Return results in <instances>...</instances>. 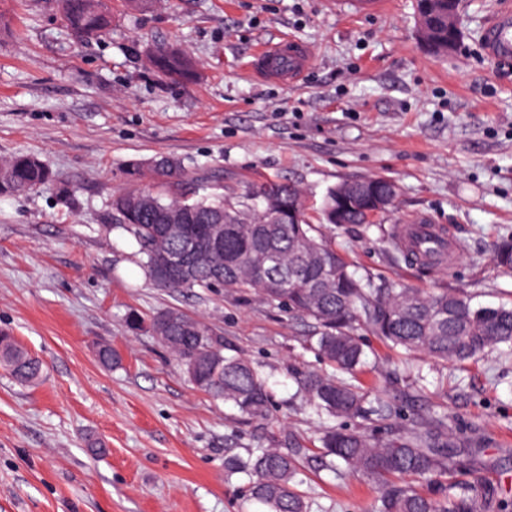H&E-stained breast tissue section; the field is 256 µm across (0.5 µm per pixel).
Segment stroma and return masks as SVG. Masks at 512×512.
Returning a JSON list of instances; mask_svg holds the SVG:
<instances>
[{
	"instance_id": "stroma-1",
	"label": "stroma",
	"mask_w": 512,
	"mask_h": 512,
	"mask_svg": "<svg viewBox=\"0 0 512 512\" xmlns=\"http://www.w3.org/2000/svg\"><path fill=\"white\" fill-rule=\"evenodd\" d=\"M507 4L461 0V44L439 60L416 40V0H154L143 11L112 0L111 31L91 42L65 27L56 0H0V157H38L75 195L70 207L52 186L0 196V328L43 364L27 388L0 371V512H261L225 457L320 453V422L287 369L322 366L304 347L308 322L228 288L151 285L134 246L108 230L130 161L174 156L185 192L213 173L232 204L265 180L290 181L313 224L329 188L387 177L394 207L376 228L337 232V250L382 281L512 303V273L492 261L512 235V67L482 49ZM286 37L313 49L311 69L295 85L255 75L256 48ZM154 42L188 52L194 80L149 69ZM419 216L458 242L451 265L405 259L395 227ZM169 307L203 317L225 354L259 367L270 421L195 390L148 330L128 331L129 313ZM364 340L359 381L402 409L372 432H399L415 414L479 430L477 477L512 498V351L447 365ZM99 342L119 364L97 362ZM415 369L424 380L412 387ZM301 478L312 512H370L379 494L352 473L310 466Z\"/></svg>"
}]
</instances>
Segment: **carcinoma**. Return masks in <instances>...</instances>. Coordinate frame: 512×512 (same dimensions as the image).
I'll return each instance as SVG.
<instances>
[{"label":"carcinoma","mask_w":512,"mask_h":512,"mask_svg":"<svg viewBox=\"0 0 512 512\" xmlns=\"http://www.w3.org/2000/svg\"><path fill=\"white\" fill-rule=\"evenodd\" d=\"M61 17L80 39H97L112 27V11L105 0H57ZM440 44L429 49L437 57L452 53L461 31L443 29ZM149 64L164 77L189 81L195 62L174 45L158 47ZM173 168L131 162L123 171L132 182L112 195V224L109 230L136 247L135 254L145 277L155 281L159 257L178 242L163 237L160 229L171 214L180 215L184 236L200 240L203 228L222 222L233 233L224 238V248L205 249L203 256L184 274L164 287L237 288L252 293L270 306L308 320L312 335L308 347L333 372L288 364V373L298 391L318 417L328 419L372 416L386 420L397 414L390 403L371 405L368 392L352 382L360 372L367 344L364 330L394 350L420 353L445 363H461L502 345L512 348V306L476 305L473 296L459 290L426 292L408 285H390L361 276L322 234L320 227L307 222L303 191L295 184L270 179L242 196L237 205L224 202V194L211 193L193 198L181 191L186 178L183 163L172 158ZM151 176L158 190L133 186L142 173ZM57 185L54 173L38 159L24 154L4 160L0 167V195L22 194ZM277 194L283 206H296L295 214L283 212L276 230L278 265L288 274V283L271 288L255 277L252 269L259 240L252 227L263 221L264 208H256V197L266 202ZM336 188L327 190L321 211L325 223L339 229L372 227L374 215L353 208L336 224ZM494 263L512 270V239L500 240L494 250ZM167 325L162 345L181 368L188 382L215 401L235 407L254 422L270 417L271 394L262 372L241 356L224 354V337L203 320L177 308H166L145 319L131 314L126 326L132 332L143 327L155 331ZM98 362L110 368L120 361L119 353L107 343L95 348ZM0 368L15 383L29 386L42 376V365L6 331L0 332ZM484 435L476 430L450 431L443 440L427 436L415 423L401 433L381 437L342 426H327L319 437L321 457L336 470L364 475L378 484L381 495L374 512H512V499L500 498L494 490L479 484H445L441 477L455 472L477 470ZM306 448H252L247 458L230 456L226 467L244 480V497L265 508V512H309L310 502L298 489L302 458ZM417 479L426 483L421 492L406 483Z\"/></svg>","instance_id":"obj_1"}]
</instances>
